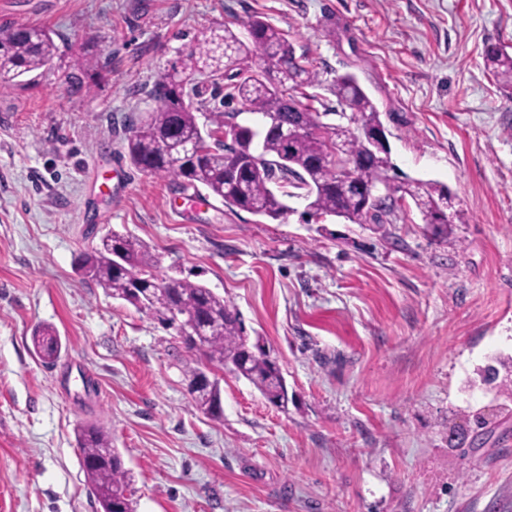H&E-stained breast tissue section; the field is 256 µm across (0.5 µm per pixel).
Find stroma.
I'll return each instance as SVG.
<instances>
[{
	"label": "stroma",
	"mask_w": 512,
	"mask_h": 512,
	"mask_svg": "<svg viewBox=\"0 0 512 512\" xmlns=\"http://www.w3.org/2000/svg\"><path fill=\"white\" fill-rule=\"evenodd\" d=\"M261 16L321 79L354 74L393 163L448 187L447 238L414 204L382 227L271 220L133 167L130 121L200 31ZM51 30L35 82L0 89V512H97L78 424L109 431L138 512H512V0H0ZM88 46L101 77L78 78ZM116 232L157 275L224 297L262 336L287 410L218 370L224 417L188 391L198 354L79 269ZM67 350L46 364L31 336ZM485 66L497 81L512 85V55L497 45H490L485 50ZM32 343L39 356L51 361L60 357L63 348L60 336L49 326L37 327L32 335Z\"/></svg>",
	"instance_id": "stroma-1"
}]
</instances>
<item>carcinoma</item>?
Segmentation results:
<instances>
[{"label":"carcinoma","mask_w":512,"mask_h":512,"mask_svg":"<svg viewBox=\"0 0 512 512\" xmlns=\"http://www.w3.org/2000/svg\"><path fill=\"white\" fill-rule=\"evenodd\" d=\"M250 41L240 40L231 30L215 31L197 43L181 65L162 74L151 91L157 106L140 117L126 138L130 162L154 176L182 180L185 187L204 188L225 205L254 215L277 220L291 211L283 195L274 187L301 189L307 201L303 215L340 217L350 224H395L402 219V203L411 199L425 223L437 237L448 236V187L400 176L391 161V149L372 143L383 130L380 112L370 97L350 75L334 78L327 90L336 97L347 123L318 121L312 106L296 100L290 92L322 85L319 72L296 58L293 46L282 30L253 17L247 24ZM58 52L48 29L15 24L0 27V87L23 86L22 76L37 75ZM485 66L497 81L512 85V55L497 45L485 50ZM75 66L87 76L100 74L96 57L85 53ZM208 73L212 80L225 81L226 106L238 101L253 114L273 116L283 125L302 120L306 130L286 141L277 128L258 130L256 125L239 124L229 136L233 150L244 154L258 151L253 165L234 184L225 177L228 164L224 144L226 121L236 112L215 111L205 122L193 107L192 97L201 95L194 73ZM385 184V198L366 201L360 188ZM159 258L130 236L112 234L101 246L81 258L86 277L106 293L149 312L164 326L175 318L202 327L203 368L192 371L189 383L195 406L213 420L224 416L218 383L197 387L201 370L226 368L252 383L273 405L288 407V390L281 370L260 342L250 343L237 312L224 298L205 286L172 276L155 274ZM145 277L142 295L128 269ZM34 349L44 359L54 361L63 344L54 328L37 327L32 335ZM76 441L90 493L100 512H136L132 498V476L125 467L112 438L96 425H80Z\"/></svg>","instance_id":"1"}]
</instances>
